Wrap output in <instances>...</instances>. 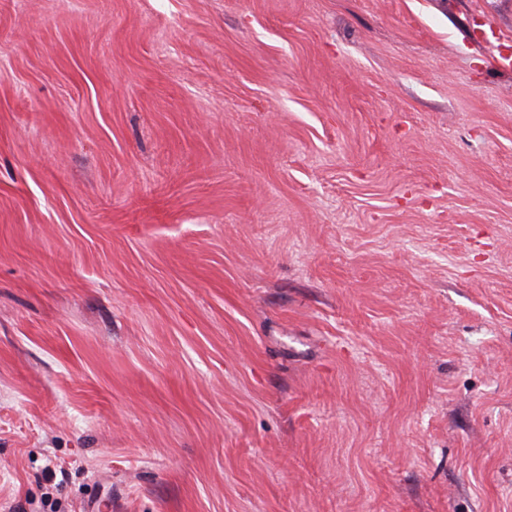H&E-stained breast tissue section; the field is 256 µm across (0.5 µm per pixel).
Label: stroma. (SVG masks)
<instances>
[{"mask_svg": "<svg viewBox=\"0 0 512 512\" xmlns=\"http://www.w3.org/2000/svg\"><path fill=\"white\" fill-rule=\"evenodd\" d=\"M505 55L512 0H0V512H512Z\"/></svg>", "mask_w": 512, "mask_h": 512, "instance_id": "1", "label": "stroma"}]
</instances>
